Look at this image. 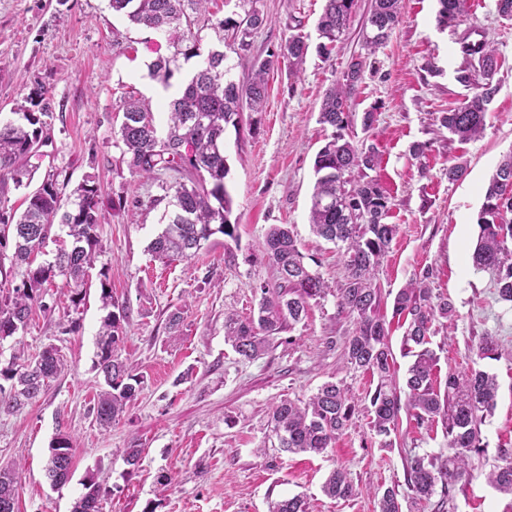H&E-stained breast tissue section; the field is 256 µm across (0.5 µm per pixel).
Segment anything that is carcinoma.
Returning <instances> with one entry per match:
<instances>
[{"mask_svg": "<svg viewBox=\"0 0 512 512\" xmlns=\"http://www.w3.org/2000/svg\"><path fill=\"white\" fill-rule=\"evenodd\" d=\"M217 0H110L112 11L124 15L135 27L162 35L168 53L159 54L148 65L152 79L165 87L181 75L183 64L194 60L198 68L185 84L179 98L169 104L165 135H158L150 103L132 95L121 103L120 140L132 174L156 179L163 194L153 205L165 204L163 230L150 242L149 250L158 258L173 262L194 257L210 237L220 233L236 238L237 224L231 221L232 198L225 179L230 168L224 156V130L238 126L243 110L263 111L267 98V74L274 57L288 58L289 75L296 76L308 53V37L291 34L279 46V53L255 58L251 80L244 84L232 77L235 64L224 48L243 58L253 34L267 22L260 0H224L234 3L237 18L215 17L211 7ZM356 0H325L316 31L317 51L329 57L331 49L345 33ZM437 21L455 26L467 13V0H439ZM400 21V0H371L370 18L363 30L367 55L351 59L342 79L325 94L318 122L335 129L314 159L316 176L311 195L312 231L336 246L344 260L345 282L336 294L338 309L352 316L355 331L346 338L344 357L351 369L369 372L377 378L370 395L372 431L383 438L382 447H392L401 410L422 426L441 420L447 451L437 455L414 456L407 462L406 486L418 499L440 494L436 512H443L451 493L472 476L471 459L483 452L481 425L497 406L499 384L496 377L480 368L450 373L445 386L437 376L439 357L431 348L433 326L449 321L453 303L434 294L429 273L409 281L394 297V313L405 318L404 356L413 357L404 384L393 370L394 358L385 322L377 311L381 288L376 271L397 235V225L389 224V197L377 180L369 176L381 162L372 145L345 138L341 131L352 122L350 99L367 66V56L388 41ZM215 34L212 42L205 30ZM232 31V44L224 45V32ZM466 56L475 61L457 71L456 80L472 90L457 107L448 109L440 126L448 131V141L467 143L479 139L485 129L488 106L497 86L495 48L486 42L466 43ZM39 107L23 109L19 119L0 122V185L17 187L29 176L28 162L38 147L48 143L47 121L51 116L45 93L29 98ZM58 174L45 175L40 187L28 198L19 218L0 212V247L12 244L11 268L21 276L20 284L0 300V344L25 329L33 311L44 308L43 291L56 278L64 279L71 302L82 301L89 270L97 258L99 244V199L101 188L87 176L63 200L57 187ZM480 228L471 254L477 270L490 271L501 300L512 303V153L503 156L484 192L477 218ZM64 232L62 245L53 260L33 265L32 254L50 237L54 226ZM266 256L279 274L271 288L260 287L257 313L242 319L225 318L224 339L246 359H254L269 346L270 338L287 324L300 322L309 302L325 297L330 286L303 262L294 233L286 224H273L266 235ZM103 318L98 339L97 369L105 387L94 405L98 425L116 421L135 400L141 377L119 352L126 321L125 306L116 303L112 288L100 280ZM498 342L485 336L476 347L479 359L498 353ZM64 369L58 349L48 346L34 359L13 354L0 366V414H12L36 400L49 381ZM354 412L349 388L335 381L323 383L307 400H282L271 408V437L289 453L323 454L348 427ZM75 448L70 436L58 433L50 443L46 466L48 478L65 484L72 474ZM499 463L486 473L487 483L512 498V448H501ZM85 493L74 502L71 512H101V498L107 494L93 477L84 483ZM19 472L0 467V512H16ZM324 494L346 500L357 489L342 468L333 469L322 486ZM379 512H402L398 492L387 488L378 501ZM269 512H307L302 495L270 503Z\"/></svg>", "mask_w": 512, "mask_h": 512, "instance_id": "obj_1", "label": "carcinoma"}]
</instances>
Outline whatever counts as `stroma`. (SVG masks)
Returning <instances> with one entry per match:
<instances>
[{
  "mask_svg": "<svg viewBox=\"0 0 512 512\" xmlns=\"http://www.w3.org/2000/svg\"><path fill=\"white\" fill-rule=\"evenodd\" d=\"M468 19L442 28L438 0H401L400 22L366 69L350 103L354 115L374 110L370 129L345 133L375 145L382 162L374 175L391 201L389 221L398 234L377 281L384 293L379 313L389 326L395 366L406 371L404 328L393 314V292L430 271L429 285L448 294L457 316L452 333L438 331L433 345L440 374L464 372L472 363L495 374L497 407L481 427L484 452L472 479L456 491L447 512H507L512 500L484 476L498 451L512 448V304L499 299L491 273L474 269L469 255L479 234L485 187L503 156L512 152V20L496 0H468ZM324 0H261L266 24L253 36L250 57H267L289 34L309 38L303 69L290 76L278 58L268 74L264 111L245 112L240 127H226L224 154L237 236L213 235L199 253L170 264L148 245L161 231L163 206L152 205L153 180L132 175L118 142L121 99L147 96L148 65L161 40L112 11L109 0H0V119H12L28 96L44 91L53 112L51 142L32 157L30 186L0 190V211H23L30 187L49 167L63 170L70 196L85 176L101 187L99 246L87 295L72 304L62 279L43 295L45 307L28 327L0 346V363L15 349L37 356L60 351L65 370L40 397L14 414L0 415V467L19 471L17 512H71L87 476L106 488L102 512H269L270 502L305 495L308 512H378L389 487L406 488V459L445 451L441 423L416 426L400 419L394 447H381L370 430V374L347 366L344 342L355 322L340 312L334 293L311 302L307 317L276 334L258 358L239 356L224 341V317L252 313L261 286H274L276 270L265 256L270 225H289L305 264L331 286L345 269L333 244L309 224L313 164L331 128L318 122L325 91L340 79L352 56L362 54L370 0H357L350 25L329 58H321L316 22ZM495 47L497 92L484 135L449 143L441 112L469 92L455 80L466 66L462 41ZM422 155L410 153L412 144ZM465 162L463 180H448L449 164ZM108 279L116 302L127 308L121 354L143 382L136 399L110 428L93 414L103 386L97 370V334L106 314L100 281ZM180 313L177 329L168 319ZM500 344L496 358L475 360L484 336ZM343 382L357 401L347 430L325 454H289L269 445L268 413L284 399H305L324 382ZM60 432L76 450L72 475L61 487L46 476L48 448ZM142 450L137 470L120 451ZM345 469L358 493L348 500L323 494L328 473ZM167 477L159 489L158 477Z\"/></svg>",
  "mask_w": 512,
  "mask_h": 512,
  "instance_id": "stroma-1",
  "label": "stroma"
}]
</instances>
